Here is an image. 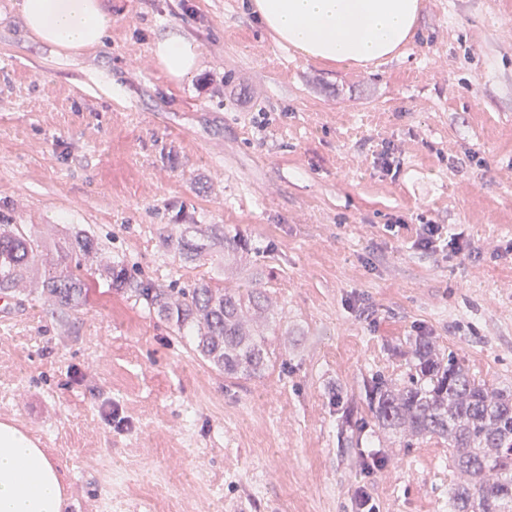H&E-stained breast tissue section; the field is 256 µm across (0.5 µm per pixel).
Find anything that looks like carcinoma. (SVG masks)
<instances>
[{
  "mask_svg": "<svg viewBox=\"0 0 512 512\" xmlns=\"http://www.w3.org/2000/svg\"><path fill=\"white\" fill-rule=\"evenodd\" d=\"M181 233L179 254L195 260L224 233L210 224ZM56 262L44 271L42 293L61 309L86 302L83 261L99 251L85 230H71L54 245ZM46 245L18 224H0V291L23 286L42 261ZM110 289L126 292L191 336L194 350L228 377L256 376L277 361L272 337L252 325L268 309L260 288H218L199 281L191 288H158L118 261L103 268ZM415 364L401 384L372 378L369 409L384 431L400 434L401 447L441 439L454 449L461 477L451 492L453 512H512V393L475 379L451 353L428 336L412 343Z\"/></svg>",
  "mask_w": 512,
  "mask_h": 512,
  "instance_id": "obj_1",
  "label": "carcinoma"
}]
</instances>
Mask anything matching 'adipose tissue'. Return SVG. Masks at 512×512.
<instances>
[{
    "mask_svg": "<svg viewBox=\"0 0 512 512\" xmlns=\"http://www.w3.org/2000/svg\"><path fill=\"white\" fill-rule=\"evenodd\" d=\"M252 8L280 43L308 59L365 65L395 56L416 30L419 0H253ZM26 26L64 54L101 42L112 17L104 0H21ZM155 57L183 80L197 62L196 45L159 40ZM67 488L58 462L20 427L0 424V512H64Z\"/></svg>",
    "mask_w": 512,
    "mask_h": 512,
    "instance_id": "1",
    "label": "adipose tissue"
}]
</instances>
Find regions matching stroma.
<instances>
[{
  "label": "stroma",
  "mask_w": 512,
  "mask_h": 512,
  "mask_svg": "<svg viewBox=\"0 0 512 512\" xmlns=\"http://www.w3.org/2000/svg\"><path fill=\"white\" fill-rule=\"evenodd\" d=\"M18 2L0 0V218L84 229L162 288H262L285 358L227 379L91 270L74 310L14 292L0 421L62 462L68 512H354L362 490L451 512L450 448H400L366 391L422 333L512 391V0H420L413 41L364 68L279 46L251 0H108L102 43L60 57ZM169 35L199 49L178 83L153 54ZM427 221L463 252L419 247ZM186 224L247 248L184 259Z\"/></svg>",
  "instance_id": "35a3bbf8"
}]
</instances>
